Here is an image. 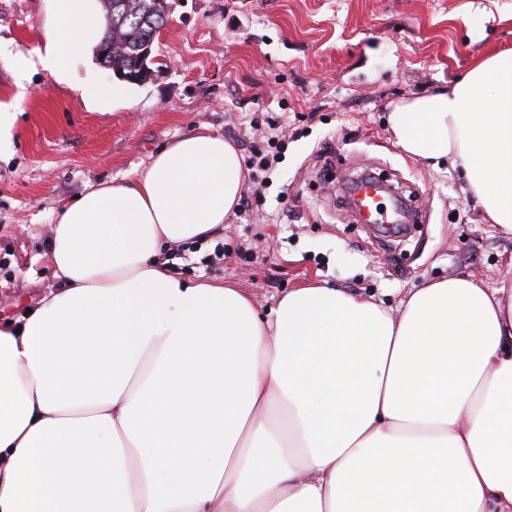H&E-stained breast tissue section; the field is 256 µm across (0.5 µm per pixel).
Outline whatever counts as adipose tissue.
Listing matches in <instances>:
<instances>
[{"instance_id": "adipose-tissue-1", "label": "adipose tissue", "mask_w": 512, "mask_h": 512, "mask_svg": "<svg viewBox=\"0 0 512 512\" xmlns=\"http://www.w3.org/2000/svg\"><path fill=\"white\" fill-rule=\"evenodd\" d=\"M49 13L39 62L62 76L99 16ZM388 124L512 234L511 51ZM244 188L204 127L60 208V288L0 321V512H512V279L427 282L396 316L312 282L261 317L163 255L222 231Z\"/></svg>"}]
</instances>
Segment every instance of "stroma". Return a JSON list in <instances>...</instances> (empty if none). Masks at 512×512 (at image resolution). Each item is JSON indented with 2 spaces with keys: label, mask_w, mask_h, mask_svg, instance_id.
<instances>
[{
  "label": "stroma",
  "mask_w": 512,
  "mask_h": 512,
  "mask_svg": "<svg viewBox=\"0 0 512 512\" xmlns=\"http://www.w3.org/2000/svg\"><path fill=\"white\" fill-rule=\"evenodd\" d=\"M167 2L152 74L131 84L88 55L57 81L37 59L48 0H0V113L12 118L0 135L1 318L58 287L44 253L63 204L131 176L202 125L249 156L282 115L283 153L256 183L262 206L207 242L172 247L170 273L240 288L266 317L310 280L395 312L426 280L512 278V235L482 221L460 170L409 158L387 128L390 103L449 86L478 59L512 50V0ZM20 54L30 61L23 71ZM102 86L113 100L89 107ZM365 171L413 196L419 223L391 236L358 223L342 186Z\"/></svg>",
  "instance_id": "stroma-1"
}]
</instances>
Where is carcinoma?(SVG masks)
<instances>
[{
    "mask_svg": "<svg viewBox=\"0 0 512 512\" xmlns=\"http://www.w3.org/2000/svg\"><path fill=\"white\" fill-rule=\"evenodd\" d=\"M105 12L104 37L112 38V52L105 58L116 75L142 71L145 52L166 21L167 0H101Z\"/></svg>",
    "mask_w": 512,
    "mask_h": 512,
    "instance_id": "carcinoma-1",
    "label": "carcinoma"
}]
</instances>
